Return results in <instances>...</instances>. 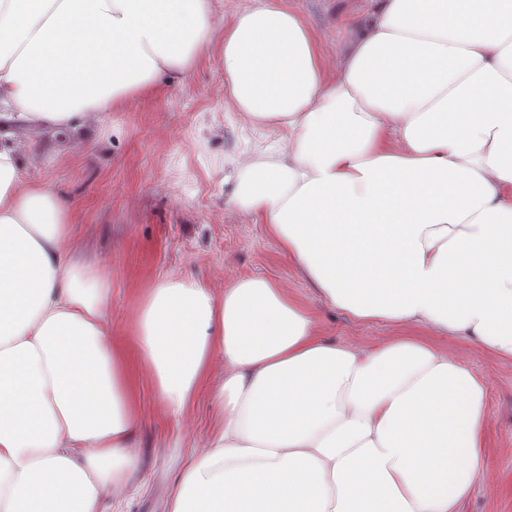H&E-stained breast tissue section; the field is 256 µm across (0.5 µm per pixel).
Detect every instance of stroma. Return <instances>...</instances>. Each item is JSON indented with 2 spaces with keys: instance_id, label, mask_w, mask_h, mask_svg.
<instances>
[{
  "instance_id": "stroma-1",
  "label": "stroma",
  "mask_w": 512,
  "mask_h": 512,
  "mask_svg": "<svg viewBox=\"0 0 512 512\" xmlns=\"http://www.w3.org/2000/svg\"><path fill=\"white\" fill-rule=\"evenodd\" d=\"M335 54L336 17L364 0H289ZM274 131L241 128L224 109V54L214 46L188 75L163 80L159 92L135 97L102 115V140L64 145L44 135L23 147L22 172L47 184L71 206L82 251L100 261L111 281L112 338L127 342L133 312L158 277H192L215 289L238 277L263 276L287 288L315 314L327 338L375 342L391 335L374 323L349 325L319 299L277 240L254 219L225 208L234 184L224 178L232 157ZM453 349L487 384L488 481L476 486L462 512H512V361L464 343ZM214 370L184 418L166 417L148 385L140 387L136 436L142 489L123 512H166L169 490L216 427Z\"/></svg>"
}]
</instances>
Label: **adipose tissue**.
<instances>
[{
    "label": "adipose tissue",
    "mask_w": 512,
    "mask_h": 512,
    "mask_svg": "<svg viewBox=\"0 0 512 512\" xmlns=\"http://www.w3.org/2000/svg\"><path fill=\"white\" fill-rule=\"evenodd\" d=\"M0 0V512H109L140 466L134 369L185 416L221 368L220 427L167 512H461L482 483L483 378L448 348L512 359V0H369L335 67L288 0ZM243 126L228 209L277 238L350 321L323 338L265 277L155 281L113 342L110 279L70 211L22 176L15 129L92 139L214 44Z\"/></svg>",
    "instance_id": "1"
}]
</instances>
